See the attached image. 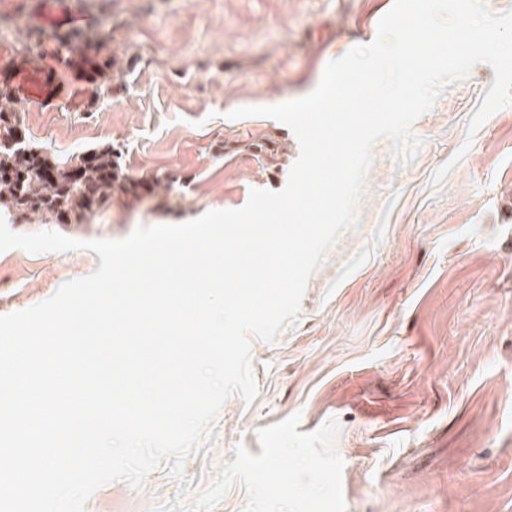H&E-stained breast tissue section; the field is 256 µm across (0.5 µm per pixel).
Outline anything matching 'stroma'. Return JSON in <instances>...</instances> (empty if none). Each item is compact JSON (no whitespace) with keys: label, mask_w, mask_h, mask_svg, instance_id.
I'll use <instances>...</instances> for the list:
<instances>
[{"label":"stroma","mask_w":512,"mask_h":512,"mask_svg":"<svg viewBox=\"0 0 512 512\" xmlns=\"http://www.w3.org/2000/svg\"><path fill=\"white\" fill-rule=\"evenodd\" d=\"M393 0H0V87L20 100L30 144L64 161L117 151L141 201L113 196L91 221L54 230L121 239L140 225L236 209L253 188L282 189L299 156L284 124L227 120L244 106L310 93L326 65L371 42ZM108 31L111 72L81 73L27 34ZM494 80L476 65L448 86L396 164L373 149L359 222L343 232L274 342L252 338L259 395L224 404L212 440L184 469L209 482L260 428L300 413L299 432L337 419L346 512H512V106L469 122ZM111 81L112 95L98 94ZM275 142L269 157L256 145ZM88 250L0 253V315L91 274ZM180 483L167 467L141 489L116 482L85 512H157Z\"/></svg>","instance_id":"stroma-1"}]
</instances>
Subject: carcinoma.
<instances>
[{
  "mask_svg": "<svg viewBox=\"0 0 512 512\" xmlns=\"http://www.w3.org/2000/svg\"><path fill=\"white\" fill-rule=\"evenodd\" d=\"M47 39L57 44L58 51L91 62L105 50L107 35L98 30H68L55 31ZM0 99L5 101L0 108V207L59 223L66 215L78 219L96 215V209L86 206L89 199L100 205L121 193L139 200L140 191L156 190L154 181L143 184L131 179L108 149L89 152L90 161L81 164L80 176L74 178L73 162L53 161L16 137L18 106L11 105L5 88H0Z\"/></svg>",
  "mask_w": 512,
  "mask_h": 512,
  "instance_id": "cac0c4a2",
  "label": "carcinoma"
}]
</instances>
